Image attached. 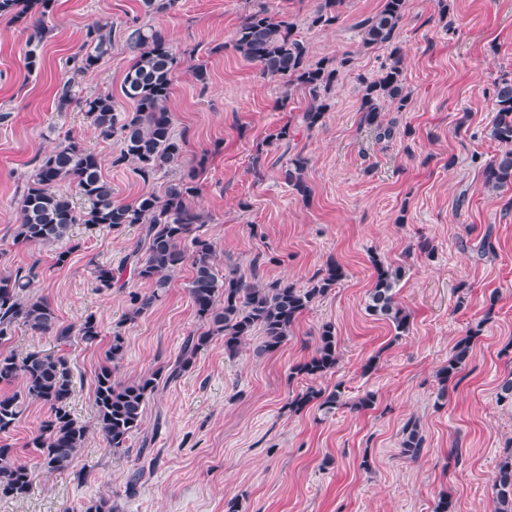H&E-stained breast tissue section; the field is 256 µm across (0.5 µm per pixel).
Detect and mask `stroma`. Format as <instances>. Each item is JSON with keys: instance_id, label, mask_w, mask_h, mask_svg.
I'll return each instance as SVG.
<instances>
[{"instance_id": "1", "label": "stroma", "mask_w": 512, "mask_h": 512, "mask_svg": "<svg viewBox=\"0 0 512 512\" xmlns=\"http://www.w3.org/2000/svg\"><path fill=\"white\" fill-rule=\"evenodd\" d=\"M259 3L295 22L310 63L340 68L319 126L302 121V90L264 76L233 47L237 27ZM320 5L179 0L173 10L148 14L142 0H55L32 72L26 32L0 17V276L35 268L32 291L48 299L60 323L91 316L101 331L95 343L62 344L19 323L0 346L63 357L73 384L69 408L90 427L70 468L46 473L25 444L49 411L29 404L0 441L18 449L36 479L26 499L0 496V512H81L102 493L114 512H225L233 498L240 512H434L445 495L456 512H490L492 476L512 445V406L496 396L512 372V188L484 193L481 164L500 150L489 126L494 84L512 76V0H406L391 44L372 49L362 47L358 24L381 0H342L338 20L325 28L311 24ZM136 19L163 31L179 60L168 109L183 152L147 184L132 166L112 167L118 141L99 137L77 106L59 110L55 96L70 79L128 109L120 85L133 53L123 32ZM96 20L116 29L112 49L93 73L70 76L61 61L82 50ZM395 46L410 98L402 110L384 103L394 135L381 139L361 120V98ZM200 64L210 74L204 86L193 78ZM283 126L287 149L268 145ZM70 137L98 154L118 201L146 188L162 193L168 181L196 171L199 194L190 204L206 217L202 231L216 246L219 272L300 288L328 260L345 272L276 352L256 355L251 339L231 356L223 337H213L176 382L159 386L140 430L117 452L93 429L94 379L113 331L125 341L115 377L128 382L174 363L184 338L203 326L187 291L190 265L132 321L128 294L150 292V284L126 271L111 289L99 287L91 263L119 266L135 248L139 226L73 225L61 265L51 249L15 244L31 161ZM296 155L308 161L307 200L284 178ZM487 236L496 246L489 255L481 252ZM377 259L403 270L399 300L411 314L404 335L365 310ZM326 322L336 327L335 371L312 381L293 375ZM473 327L479 333L467 362L442 381L440 368ZM310 385L341 389L340 406L329 414L314 405L291 410L289 399ZM368 392L374 406L357 409ZM410 421L425 438L414 462L400 454ZM144 446L156 461L130 496L126 483Z\"/></svg>"}]
</instances>
